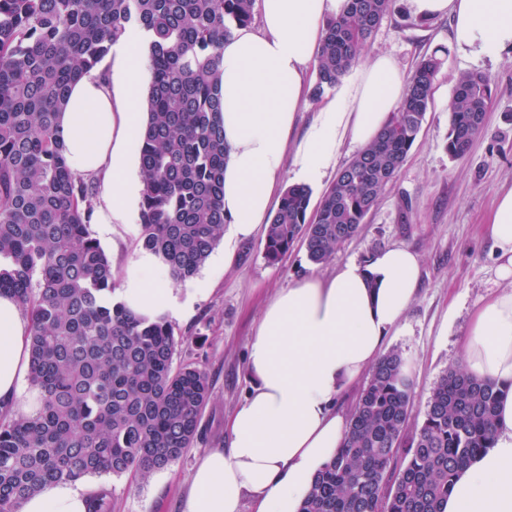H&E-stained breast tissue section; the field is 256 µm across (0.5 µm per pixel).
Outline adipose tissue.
<instances>
[{
  "label": "adipose tissue",
  "mask_w": 512,
  "mask_h": 512,
  "mask_svg": "<svg viewBox=\"0 0 512 512\" xmlns=\"http://www.w3.org/2000/svg\"><path fill=\"white\" fill-rule=\"evenodd\" d=\"M419 18L448 17L450 42L473 56L512 50V0H408ZM345 0H259L258 29L237 30L222 49L224 257L265 231L282 190L285 160L299 184L320 185L346 144L366 147L402 101L407 86L394 60L367 57L354 80L323 100L299 141L291 136L309 91L327 20ZM144 34L130 28L112 46L109 74L74 82L59 115L71 171L101 185L99 219L129 221L142 188L131 144L143 130L148 90ZM487 234L503 290L473 315L463 338V365L508 388L498 410L495 444L457 478L444 512H512V189L498 194ZM144 252L125 275L124 301L134 312L171 310L169 279L154 275ZM420 284V258L384 248L328 278L308 276L266 307L246 361L251 388L229 422L228 449L198 461L184 512H298L316 474L342 447L348 430L336 404L385 353ZM29 326L11 297L0 295V403H20L29 372ZM21 512H86L79 485L57 482L29 497Z\"/></svg>",
  "instance_id": "obj_1"
}]
</instances>
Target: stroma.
<instances>
[{
	"label": "stroma",
	"instance_id": "1",
	"mask_svg": "<svg viewBox=\"0 0 512 512\" xmlns=\"http://www.w3.org/2000/svg\"><path fill=\"white\" fill-rule=\"evenodd\" d=\"M449 27L445 18L419 20L408 0H397L366 47V55L391 57L407 78L425 56L437 55L443 66L406 161L357 234L330 261L313 264L298 241L279 264L271 265L257 238L239 243L229 263L223 246H216L197 275L174 282L177 304L167 317L182 339L176 360L203 368L210 382L201 437L147 483L125 476L92 477L81 484L85 493L108 489L112 512H182L197 460L209 449L229 445L226 422L250 389L248 346L268 303L302 278L331 276L344 264L366 262L388 246L408 248L421 259L416 297L399 330L388 338L389 347L402 350L412 363L409 426L420 427L434 385L461 364V339L473 312L502 289L485 226L497 191L512 187V63L458 51L448 39ZM472 72L489 77L493 97L481 132L464 157L454 158L447 149L448 102L457 78ZM91 230L108 253L117 281H124L141 251L138 221L95 223Z\"/></svg>",
	"mask_w": 512,
	"mask_h": 512
}]
</instances>
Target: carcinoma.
Returning <instances> with one entry per match:
<instances>
[{
  "instance_id": "carcinoma-1",
  "label": "carcinoma",
  "mask_w": 512,
  "mask_h": 512,
  "mask_svg": "<svg viewBox=\"0 0 512 512\" xmlns=\"http://www.w3.org/2000/svg\"><path fill=\"white\" fill-rule=\"evenodd\" d=\"M395 0H347L326 22L311 97L353 68ZM254 0H0V294L29 322V415L0 407V512H21L50 482L153 472L199 439L206 372L174 362L180 343L164 316L112 299V262L91 231L97 188L74 176L56 123L69 86L93 70L131 25L149 35L147 120L138 140L144 188L141 248L175 280L193 277L224 237L221 47L253 19ZM442 66L423 58L378 139L341 168L309 211L311 192L287 187L264 240L278 263L294 243L323 264L364 222L426 120ZM492 90L462 75L449 105L448 153L464 156ZM413 384L398 349L372 369L343 448L315 477L300 512H442L458 472L492 446L505 390L464 367L446 371L406 436ZM404 450L401 467L395 466ZM88 512H111L110 493Z\"/></svg>"
}]
</instances>
